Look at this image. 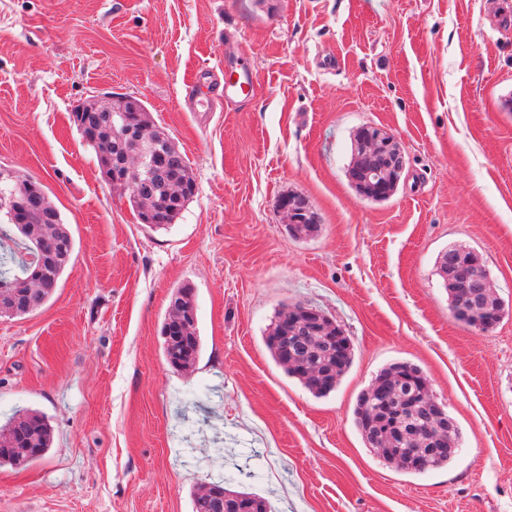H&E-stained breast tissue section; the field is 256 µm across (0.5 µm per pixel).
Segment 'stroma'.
Here are the masks:
<instances>
[{
    "label": "stroma",
    "mask_w": 512,
    "mask_h": 512,
    "mask_svg": "<svg viewBox=\"0 0 512 512\" xmlns=\"http://www.w3.org/2000/svg\"><path fill=\"white\" fill-rule=\"evenodd\" d=\"M228 55L254 97L189 111L187 83ZM110 97L189 160L197 191L169 228L140 224L70 122ZM366 124L406 156L379 203L346 176ZM0 170L40 182L74 240L49 302L0 319V424L29 409L53 427L43 458L0 468V512H192L219 478L273 512H512V0H0ZM288 194L315 237L283 224ZM455 244L507 309L491 331L448 307L436 260ZM184 286L203 342L187 372L161 336ZM292 302L353 341L327 397L265 345ZM397 361L458 423L446 468L386 466L354 423ZM279 212L287 226L302 225L303 235L312 236L318 227V217L300 198H288L279 203Z\"/></svg>",
    "instance_id": "35a3bbf8"
}]
</instances>
